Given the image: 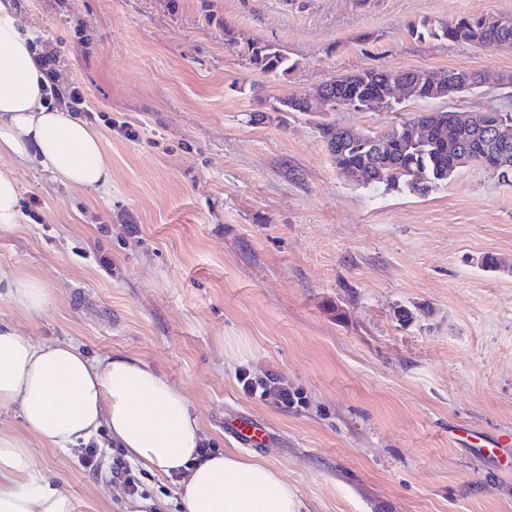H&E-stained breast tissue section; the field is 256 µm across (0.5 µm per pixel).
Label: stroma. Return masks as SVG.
<instances>
[{
  "label": "stroma",
  "instance_id": "1",
  "mask_svg": "<svg viewBox=\"0 0 512 512\" xmlns=\"http://www.w3.org/2000/svg\"><path fill=\"white\" fill-rule=\"evenodd\" d=\"M512 14V0H25L31 33L84 86L112 166L108 195L0 158L23 220L0 265L51 302L19 327L87 357L140 358L182 390L205 442L236 449L225 418L273 432L245 456L281 470L306 512H512V184L460 169L428 195L358 186L317 117L278 98L365 69L464 68L485 84L400 110L337 109L362 132L425 111H512V48L420 41L412 22ZM252 44L294 62L262 72ZM298 394L246 396L239 370ZM81 512H122L121 485L77 455L33 451Z\"/></svg>",
  "mask_w": 512,
  "mask_h": 512
}]
</instances>
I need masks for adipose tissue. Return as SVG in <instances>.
Returning <instances> with one entry per match:
<instances>
[{
	"label": "adipose tissue",
	"instance_id": "1",
	"mask_svg": "<svg viewBox=\"0 0 512 512\" xmlns=\"http://www.w3.org/2000/svg\"><path fill=\"white\" fill-rule=\"evenodd\" d=\"M20 0H0V155L51 179L98 193L112 185L100 136L48 106L24 33ZM0 301L33 317L49 303L37 277L0 266ZM22 432L0 431V512H78L65 484L38 470L32 443L66 454L107 428L142 468L180 478L181 512H302L287 477L233 451L199 460L203 429L187 397L143 360L88 359L67 341L44 340L0 318V413Z\"/></svg>",
	"mask_w": 512,
	"mask_h": 512
}]
</instances>
